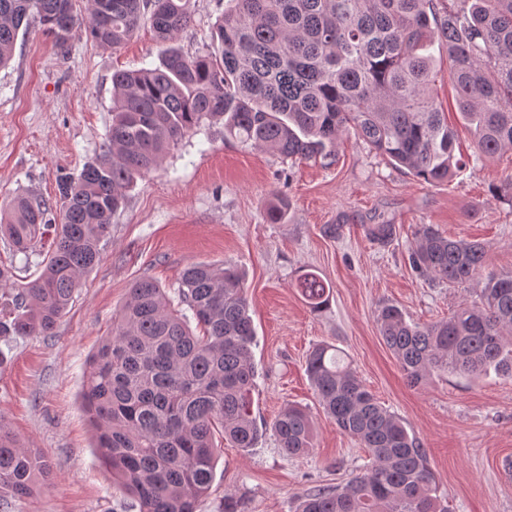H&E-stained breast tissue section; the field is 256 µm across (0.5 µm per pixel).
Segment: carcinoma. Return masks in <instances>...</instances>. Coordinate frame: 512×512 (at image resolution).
I'll return each mask as SVG.
<instances>
[{
	"label": "carcinoma",
	"mask_w": 512,
	"mask_h": 512,
	"mask_svg": "<svg viewBox=\"0 0 512 512\" xmlns=\"http://www.w3.org/2000/svg\"><path fill=\"white\" fill-rule=\"evenodd\" d=\"M213 35L215 47L189 56L171 47L158 66L112 73V124L101 153L79 174L57 178L59 217L39 196L21 193L0 211V241L29 254L54 230L40 276L16 283L0 264V339L50 336L83 272L101 257L112 216L137 179L159 168L178 141L205 120L224 137L298 161L326 159L353 133L399 169L426 183L450 180L463 166L456 132L431 94L428 44L448 49L456 102L485 156L512 152V0H232ZM0 0V67L20 29L38 19L60 49L85 23L104 48H120L144 12L170 43L191 20V0ZM289 201L266 210L284 222ZM485 246L420 226L413 267L448 285L481 275ZM296 287L314 311L329 284L306 271ZM174 309L156 282L136 281L111 336L93 354L83 406L116 486L139 512H197L214 478L220 437L234 448L261 436L251 395L255 329L241 273L196 263L179 277ZM191 312L202 334L187 323ZM377 325L408 381L436 373L512 378V271L490 273L479 300L445 320L419 325L396 305ZM306 372L328 418L368 450L371 463L343 485L303 496L299 512H448L437 495L426 449L367 388L350 362L326 344L312 348ZM290 456L312 448L306 409L290 404L271 426ZM51 472L48 458L20 444L0 423V494L30 497Z\"/></svg>",
	"instance_id": "cac0c4a2"
}]
</instances>
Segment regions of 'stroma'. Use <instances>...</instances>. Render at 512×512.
<instances>
[{
	"instance_id": "35a3bbf8",
	"label": "stroma",
	"mask_w": 512,
	"mask_h": 512,
	"mask_svg": "<svg viewBox=\"0 0 512 512\" xmlns=\"http://www.w3.org/2000/svg\"><path fill=\"white\" fill-rule=\"evenodd\" d=\"M229 0H192V20L177 37L188 55L212 45ZM163 46L149 17L118 50L75 31L60 49L38 23L19 35L0 69V208L21 193L55 200L59 172L79 173L101 151L112 122V73L155 67ZM432 93L457 131L466 165L449 182L426 183L395 168L354 135L334 157L293 161L224 137L202 123L127 194L113 216L101 260L80 279L52 335L0 341V424L51 460L50 478L4 512H139L112 485L81 406L87 364L135 281L149 278L177 301L178 274L210 262L246 273L256 328L252 411L263 435L248 451L218 450L212 489L198 512H295L299 495L344 483L366 468L364 448L323 413L305 361L313 346L335 345L390 412L427 450L448 512H512V378L448 373L411 386L378 333L380 307L392 304L428 324L476 300L477 281L448 286L414 271L409 255L419 225L486 245V268L512 270V153H479L456 106L441 44ZM288 198L285 223H268L265 203ZM374 224L393 227L373 238ZM314 270L331 286L319 312L294 282ZM290 404L306 407L313 446L285 454L270 429Z\"/></svg>"
}]
</instances>
